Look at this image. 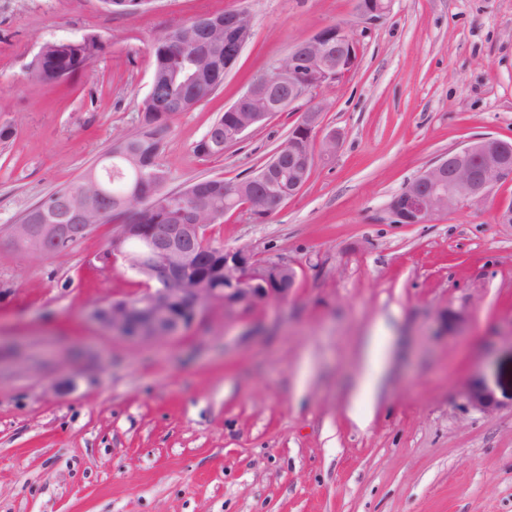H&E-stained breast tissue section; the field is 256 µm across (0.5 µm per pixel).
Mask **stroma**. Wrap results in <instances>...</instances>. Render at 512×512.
<instances>
[{"label":"stroma","mask_w":512,"mask_h":512,"mask_svg":"<svg viewBox=\"0 0 512 512\" xmlns=\"http://www.w3.org/2000/svg\"><path fill=\"white\" fill-rule=\"evenodd\" d=\"M247 10L252 37L211 98L179 113L159 161L168 186L252 175L300 106L203 157L194 147L251 79L297 41L347 24L358 64L323 88V133L303 190L265 220L227 214L215 244L283 258L288 301L225 315L207 304L155 343L113 336L92 311L145 293L100 256L98 225L69 253L19 250L8 225L100 167L134 133L151 44L203 13ZM100 38L82 74L28 76L45 42ZM0 512H512V180L476 206L397 224L394 195L471 141H512V0H0ZM463 311L449 328L446 310ZM387 329L373 398L362 350ZM492 409L470 407L472 385ZM390 3V0H356L357 17L366 23L378 21L387 15Z\"/></svg>","instance_id":"1"}]
</instances>
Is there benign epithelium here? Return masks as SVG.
<instances>
[{"label": "benign epithelium", "mask_w": 512, "mask_h": 512, "mask_svg": "<svg viewBox=\"0 0 512 512\" xmlns=\"http://www.w3.org/2000/svg\"><path fill=\"white\" fill-rule=\"evenodd\" d=\"M101 2L113 11L135 13L151 0ZM389 8L390 0H356L357 17L366 23L382 19ZM195 24V32L186 36L189 59L210 57V46L203 35L222 26L224 55L216 57L215 67L222 66L224 73H229L252 35L249 12L234 11L222 19L201 17ZM357 60V45L348 25L327 26L296 42L286 60L273 63V76L255 81L227 108L237 113V134L241 136L273 113L307 102L298 125L262 168L264 207H258L246 195L245 207L269 212L304 188L307 173L316 161L314 139L322 128L323 109L316 102V95L350 74ZM511 177L512 146L499 139L483 138L436 160L398 193L396 201L389 203V210L396 224H426L437 214L480 203L496 185ZM70 214L72 224H12L10 238L38 254L69 251L80 236L92 232V225L84 223L81 210L73 208ZM202 230L201 224H154L146 232L141 231L139 224L125 225L122 236L138 235L139 246L134 256L118 251L110 256V261L127 262L149 284L141 301H114L95 309L93 318L114 335L135 340L163 338L187 327L210 301H222L224 315L228 316L240 307L286 300L293 294L298 273L292 264L261 259L240 249L224 251V287L187 286L184 268L194 258V242ZM274 266L288 279V287H270L269 274ZM467 402L478 410L495 404L493 394L481 387L468 391Z\"/></svg>", "instance_id": "1"}]
</instances>
